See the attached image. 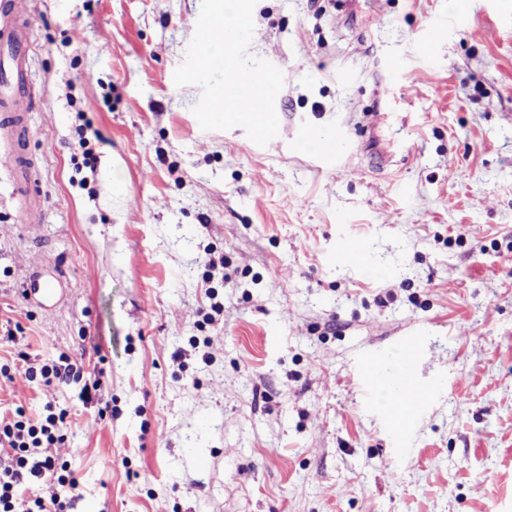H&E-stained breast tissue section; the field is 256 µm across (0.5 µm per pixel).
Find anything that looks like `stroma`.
I'll list each match as a JSON object with an SVG mask.
<instances>
[{"label": "stroma", "instance_id": "stroma-1", "mask_svg": "<svg viewBox=\"0 0 512 512\" xmlns=\"http://www.w3.org/2000/svg\"><path fill=\"white\" fill-rule=\"evenodd\" d=\"M200 7L30 4V106L0 128V415L64 413L72 512H512V0H258L249 52L284 78L263 147L162 79ZM339 128L337 166L301 145ZM351 235L366 271L335 260ZM38 265L55 310L24 292ZM405 342L436 394L397 448L354 379Z\"/></svg>", "mask_w": 512, "mask_h": 512}]
</instances>
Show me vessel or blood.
<instances>
[{
	"label": "vessel or blood",
	"instance_id": "b4317fda",
	"mask_svg": "<svg viewBox=\"0 0 512 512\" xmlns=\"http://www.w3.org/2000/svg\"><path fill=\"white\" fill-rule=\"evenodd\" d=\"M28 0H0V48L6 49L7 56L0 60V69L10 74L8 82L0 83V112L12 111L18 99L29 96V90L21 80L25 73L26 41L24 29L28 21ZM314 153L326 165L334 166L343 159L342 141L338 137H327L313 146ZM339 258L355 269H363L367 263L364 246L354 238L344 239L338 252ZM28 292L37 295L44 310L55 309L63 299V288L59 276L51 273H34L25 283ZM415 358L414 345H406L404 355L398 361L384 357L367 358L357 375V383L362 390L373 389L384 373H391L395 388H412L415 401L408 408L406 417H399L395 406H386L383 415L396 444H404L412 426L416 411L425 408L433 399L435 390L422 383H411V365Z\"/></svg>",
	"mask_w": 512,
	"mask_h": 512
}]
</instances>
